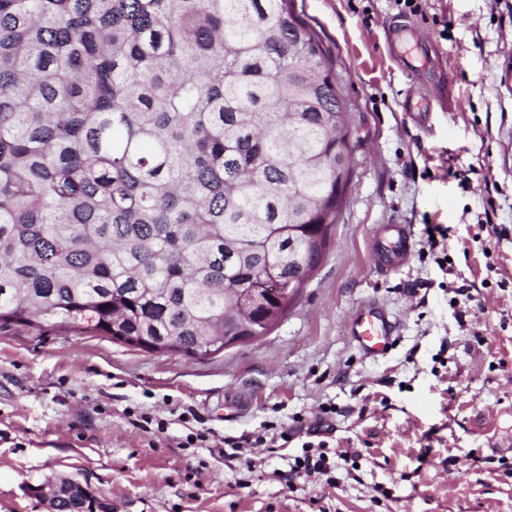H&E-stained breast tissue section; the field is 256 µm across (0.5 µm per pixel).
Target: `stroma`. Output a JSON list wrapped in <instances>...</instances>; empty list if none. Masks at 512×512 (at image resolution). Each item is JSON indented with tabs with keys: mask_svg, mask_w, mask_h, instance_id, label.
I'll return each mask as SVG.
<instances>
[{
	"mask_svg": "<svg viewBox=\"0 0 512 512\" xmlns=\"http://www.w3.org/2000/svg\"><path fill=\"white\" fill-rule=\"evenodd\" d=\"M292 0L332 61L352 128L351 180L325 256L264 336L191 357L91 326L0 330V512H45L33 487L79 481L112 512H512V0ZM415 28L457 112L418 128L399 105L415 74L392 26ZM409 225L386 273L371 242ZM448 229L450 264L422 256ZM396 321L365 356L350 320ZM321 439L329 479L288 470ZM288 431L282 448L224 440ZM412 247V235L406 224H385L373 246V262L382 271H396L405 265Z\"/></svg>",
	"mask_w": 512,
	"mask_h": 512,
	"instance_id": "35a3bbf8",
	"label": "stroma"
}]
</instances>
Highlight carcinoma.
<instances>
[{"mask_svg": "<svg viewBox=\"0 0 512 512\" xmlns=\"http://www.w3.org/2000/svg\"><path fill=\"white\" fill-rule=\"evenodd\" d=\"M338 123L291 0H0V326L194 357L265 335L224 319V290L319 263Z\"/></svg>", "mask_w": 512, "mask_h": 512, "instance_id": "1", "label": "carcinoma"}]
</instances>
